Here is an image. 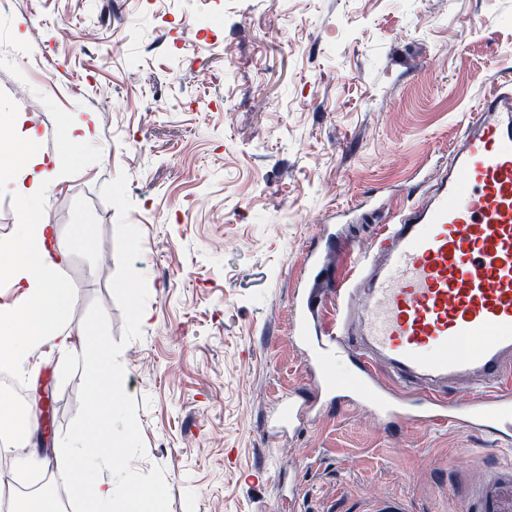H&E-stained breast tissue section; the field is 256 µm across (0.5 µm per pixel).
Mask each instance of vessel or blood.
I'll return each instance as SVG.
<instances>
[{"label": "vessel or blood", "mask_w": 512, "mask_h": 512, "mask_svg": "<svg viewBox=\"0 0 512 512\" xmlns=\"http://www.w3.org/2000/svg\"><path fill=\"white\" fill-rule=\"evenodd\" d=\"M319 256L309 258L293 309L311 346L313 396L281 401L275 426L291 428L325 402L372 406L382 420L441 426L466 416L512 441V91L495 87L463 130L448 170L422 202L392 216L337 285L336 323L318 322L326 296ZM358 345L351 381L328 371L344 341ZM387 366L397 381L379 388ZM469 512H512V467L497 470Z\"/></svg>", "instance_id": "b4317fda"}]
</instances>
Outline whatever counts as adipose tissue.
Masks as SVG:
<instances>
[{"instance_id": "adipose-tissue-1", "label": "adipose tissue", "mask_w": 512, "mask_h": 512, "mask_svg": "<svg viewBox=\"0 0 512 512\" xmlns=\"http://www.w3.org/2000/svg\"><path fill=\"white\" fill-rule=\"evenodd\" d=\"M8 124L15 129L13 141L24 164L20 174L0 177V193L11 194L25 206L27 221L18 225L13 238L0 243V269L22 296L19 304L0 306V367H11L24 375L37 371L40 347L52 342L62 355L75 353L88 361L87 380L95 400L114 407L112 387L119 383L121 374L112 365L111 350L96 332L88 333L81 348L72 346L67 312L73 297L59 276L70 250L60 242L55 225L42 220L38 210L54 159L42 150L43 134L37 126L20 118L9 119ZM87 446V439L80 434L55 458L33 451L20 457L18 463L55 465L79 474L91 488L84 512H112L121 502L127 504L128 512H151L153 496L136 492L132 483L118 485L94 479Z\"/></svg>"}]
</instances>
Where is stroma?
Returning <instances> with one entry per match:
<instances>
[{
	"mask_svg": "<svg viewBox=\"0 0 512 512\" xmlns=\"http://www.w3.org/2000/svg\"><path fill=\"white\" fill-rule=\"evenodd\" d=\"M512 87V0H0V110L56 164L41 212L71 245V343L100 303L169 512H455L512 446L463 423L380 425L325 405L269 427L310 390L291 300L319 231L333 283L416 203L480 98ZM84 123L79 149L66 126ZM142 233L148 320L123 342L111 281L118 173ZM86 234L76 239L75 225ZM84 362L43 351L29 392L79 408Z\"/></svg>",
	"mask_w": 512,
	"mask_h": 512,
	"instance_id": "1",
	"label": "stroma"
}]
</instances>
